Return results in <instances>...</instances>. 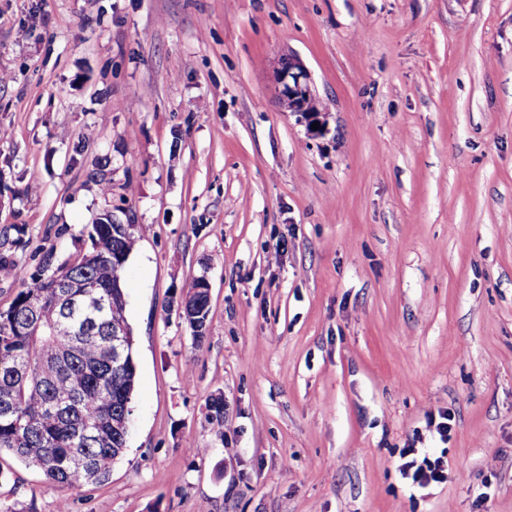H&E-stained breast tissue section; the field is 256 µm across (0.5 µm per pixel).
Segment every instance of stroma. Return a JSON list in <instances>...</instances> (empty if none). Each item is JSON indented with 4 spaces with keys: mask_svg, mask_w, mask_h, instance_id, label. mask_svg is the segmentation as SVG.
Wrapping results in <instances>:
<instances>
[{
    "mask_svg": "<svg viewBox=\"0 0 512 512\" xmlns=\"http://www.w3.org/2000/svg\"><path fill=\"white\" fill-rule=\"evenodd\" d=\"M1 73L0 263L141 238L123 459L48 488L2 453L0 512H512V0H0ZM279 82L281 84V100L288 103V112L296 113L300 122L304 123L309 132L318 133L326 125V112L323 111L325 104L321 99H316L312 87L311 78L297 59L288 58L279 73ZM312 98V99H310ZM310 99V100H309ZM310 111H321L318 115H311L305 110V101ZM314 122H319V129L313 130ZM181 306H183L182 314L184 321L187 323L189 328L191 329V334L194 340L198 343L201 342L205 336L206 327H207V319L210 311V305L208 304V298L203 297L198 293H194L192 295H188V297L181 302ZM203 310L204 313L201 318H188V315H197L200 314ZM191 311L195 312L192 313ZM397 468L401 478L408 480L415 489L424 490L448 480V460L443 452L440 456H435L421 453L413 446L404 448Z\"/></svg>",
    "mask_w": 512,
    "mask_h": 512,
    "instance_id": "stroma-1",
    "label": "stroma"
}]
</instances>
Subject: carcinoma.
<instances>
[{"mask_svg":"<svg viewBox=\"0 0 512 512\" xmlns=\"http://www.w3.org/2000/svg\"><path fill=\"white\" fill-rule=\"evenodd\" d=\"M87 251L38 274L15 270L14 302L0 311V365L16 364L20 375L0 376V453L38 470L45 486L102 484L127 449L135 390L134 338L122 337L112 354V324L128 323L125 262L140 240L134 224H118L106 212L92 224ZM195 341L203 340L208 298L194 293L183 302ZM75 400L50 421L44 414L69 393ZM208 418L224 427V398L207 405Z\"/></svg>","mask_w":512,"mask_h":512,"instance_id":"obj_1","label":"carcinoma"}]
</instances>
